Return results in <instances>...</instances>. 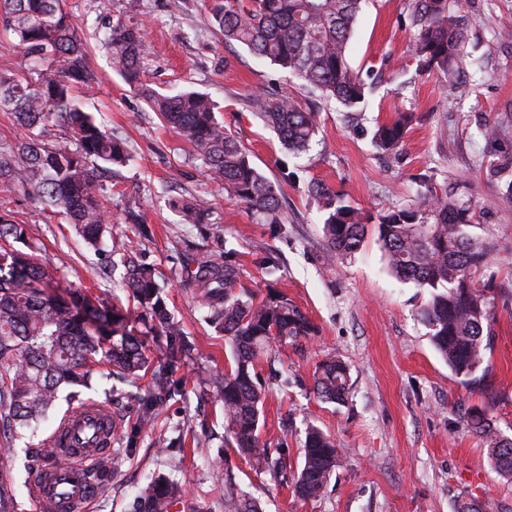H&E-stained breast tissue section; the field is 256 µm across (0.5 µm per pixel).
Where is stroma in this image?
I'll use <instances>...</instances> for the list:
<instances>
[{"instance_id":"obj_1","label":"stroma","mask_w":512,"mask_h":512,"mask_svg":"<svg viewBox=\"0 0 512 512\" xmlns=\"http://www.w3.org/2000/svg\"><path fill=\"white\" fill-rule=\"evenodd\" d=\"M409 2L364 0L347 49L350 65L374 83L359 124L350 126L335 105L317 101L319 132L310 150L295 158L249 100L266 90L293 93L296 85L244 46L225 43L210 24L211 0H64L98 79L81 103L126 141L131 155L107 184L109 229L131 240L155 267L169 309L196 342L194 351L175 360L184 390L157 406V424L150 430H135L126 398L113 394L106 373H95V386L83 400L111 405L121 416V436H134L135 444L93 512H128L135 493L155 476L187 485L180 512H224L211 459L189 449L176 457L166 447L177 436L208 440L214 451L225 446L223 402L195 378L223 374L229 347L206 322L185 261L227 251L235 254L245 288L259 298L271 290L286 294L319 328L314 338L278 349L272 369L292 382L284 392L268 389L262 438L287 440L297 464L311 423L342 450L322 496L306 501L230 456L243 491L258 500L261 512H455L458 503L474 499L493 500L499 512H512V479L495 470L481 439L463 425L465 413L478 408L512 435V199L488 173L490 162L512 159V0H467L462 73L468 83L461 96L441 92L447 81L442 73L419 71ZM119 20L144 30L150 50L145 81L160 91L208 94L217 120L279 187L280 234L211 183L192 162L189 145L113 70L102 42ZM398 112L412 113L409 131L395 152L382 153L372 142L373 131ZM486 124L501 130L495 143L479 135ZM313 179L371 213L412 206L451 187L471 202L490 246L489 272L498 293L493 346L476 382L463 383L434 349L418 317L425 296L388 272L376 230H368L355 256L325 259L323 215L307 192ZM197 196L214 200L215 223H180L168 205L173 197ZM0 205L23 229L25 252L45 261L52 292L66 299L86 290L108 300L120 290L114 270L119 256L89 246L57 209L1 183ZM128 208L142 211L145 225L124 223ZM270 254L278 259L272 274L263 265ZM329 352L350 366L351 390L342 405L322 402L313 391L315 365Z\"/></svg>"}]
</instances>
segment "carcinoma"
Here are the masks:
<instances>
[{"instance_id": "carcinoma-1", "label": "carcinoma", "mask_w": 512, "mask_h": 512, "mask_svg": "<svg viewBox=\"0 0 512 512\" xmlns=\"http://www.w3.org/2000/svg\"><path fill=\"white\" fill-rule=\"evenodd\" d=\"M362 0H214V27L226 43H237L256 57L292 74L303 91L356 112L370 92L349 64L347 45ZM409 25L416 30V55L424 72H450L463 63L465 10L460 0H411ZM0 26L13 35L32 74L0 75V112L13 114L23 132L21 143L0 148V178L19 185L42 202L63 209L80 226L86 242L98 249L111 223L102 201L105 178L129 160L125 146L98 124L74 99L76 87L96 82L77 30L62 0H0ZM106 45L111 62L150 109L192 148L191 158L228 197L243 204L263 224L283 223L273 182L257 169L249 150L215 116L216 106L201 92L161 93L143 80L149 46L138 25L112 26ZM251 107L292 155L308 151L318 133L317 113L288 92L256 94ZM412 114L400 112L380 124L373 136L378 150L400 147ZM68 142L60 144L59 128ZM504 181L512 198V169L490 168ZM323 213L327 258L362 250L367 225L374 224L391 274L424 289L428 297L419 310L435 350L451 371L466 381L482 366L493 342L495 320L490 285L475 277L490 263L486 240L469 232L471 206L454 193L422 198L417 207L391 205L377 217L346 201L321 181L308 185ZM184 224H207L212 205L204 200H173ZM23 234L0 216V460L24 456L31 470L33 454L49 456L47 440L38 448L16 447L17 429L47 419L64 387H90L95 368L112 374L119 391L148 369L145 344L129 326L123 307H107L100 297L77 295L60 300L39 287L44 268L32 254L14 247ZM124 253L123 288L141 312L137 322L146 332L173 339L170 359L194 349L168 311L153 268L127 250L125 241H111ZM189 285L202 298L207 321L224 333L230 348V369L217 380L224 404V426L237 455L276 486L293 488L303 499L322 495L340 463L334 439L314 425L306 427L301 464H289L288 446L261 439L263 386L257 367L274 348L311 339L318 327L287 295L258 300L240 283L234 253L194 260ZM349 368L334 355L322 360L313 374V390L336 404L349 393ZM179 392L168 367L152 372V387L129 393L138 405L137 428L154 425L155 405ZM466 428L482 438L497 471L512 476V437L502 434L481 410L464 418ZM224 467L225 512H260L257 502L239 492L228 457ZM186 488L163 477L139 488L130 512H173ZM0 512H18L14 488L0 483Z\"/></svg>"}]
</instances>
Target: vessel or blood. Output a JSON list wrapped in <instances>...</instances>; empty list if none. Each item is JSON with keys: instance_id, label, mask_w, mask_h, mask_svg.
<instances>
[{"instance_id": "b4317fda", "label": "vessel or blood", "mask_w": 512, "mask_h": 512, "mask_svg": "<svg viewBox=\"0 0 512 512\" xmlns=\"http://www.w3.org/2000/svg\"><path fill=\"white\" fill-rule=\"evenodd\" d=\"M119 423L108 405L88 402L66 415L52 437L55 454L32 469L36 512H90L112 479V441Z\"/></svg>"}]
</instances>
